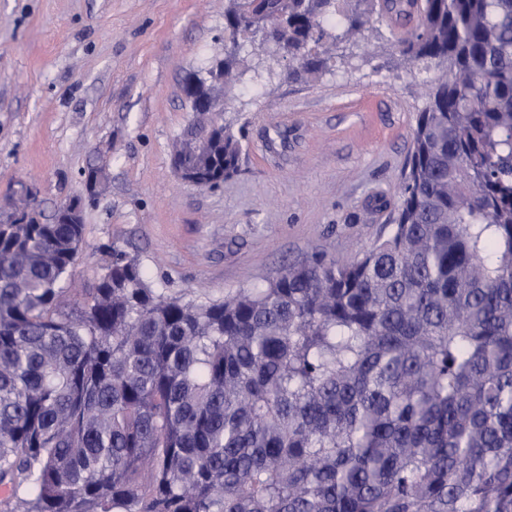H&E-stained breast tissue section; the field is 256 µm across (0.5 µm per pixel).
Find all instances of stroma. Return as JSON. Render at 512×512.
<instances>
[{
    "mask_svg": "<svg viewBox=\"0 0 512 512\" xmlns=\"http://www.w3.org/2000/svg\"><path fill=\"white\" fill-rule=\"evenodd\" d=\"M224 4L0 0V204L27 182L48 219L85 196L88 167L106 173L71 287H93L116 243L165 295L219 301L389 234L427 74L396 66L384 20L296 80L259 67L273 45L245 43L222 114L244 133L241 168L213 189L178 178L172 145L194 120L184 79L222 57Z\"/></svg>",
    "mask_w": 512,
    "mask_h": 512,
    "instance_id": "obj_1",
    "label": "stroma"
}]
</instances>
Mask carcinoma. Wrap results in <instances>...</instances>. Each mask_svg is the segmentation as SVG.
I'll use <instances>...</instances> for the list:
<instances>
[{
  "label": "carcinoma",
  "mask_w": 512,
  "mask_h": 512,
  "mask_svg": "<svg viewBox=\"0 0 512 512\" xmlns=\"http://www.w3.org/2000/svg\"><path fill=\"white\" fill-rule=\"evenodd\" d=\"M411 10L433 76L361 257L196 302L112 244L75 297L84 217L0 223V512H512V0H228L224 87L251 28L293 78ZM241 153L172 157L216 187Z\"/></svg>",
  "instance_id": "carcinoma-1"
}]
</instances>
